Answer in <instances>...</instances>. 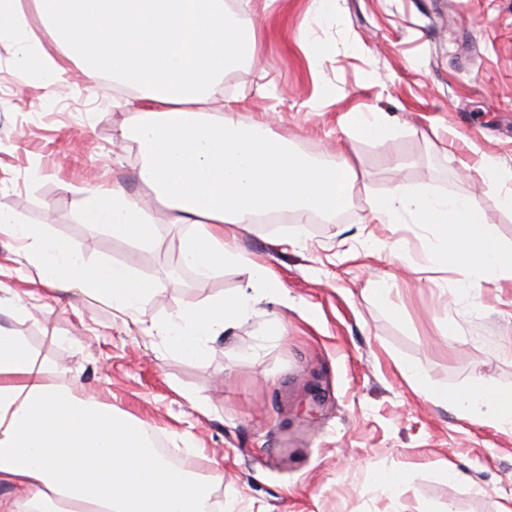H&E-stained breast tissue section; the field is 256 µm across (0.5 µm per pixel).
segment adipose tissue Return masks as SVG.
<instances>
[{"instance_id":"1","label":"adipose tissue","mask_w":512,"mask_h":512,"mask_svg":"<svg viewBox=\"0 0 512 512\" xmlns=\"http://www.w3.org/2000/svg\"><path fill=\"white\" fill-rule=\"evenodd\" d=\"M0 0V40L20 49L24 81L59 80L66 61L91 78L138 91L144 105L130 135L141 153L139 177L191 234L170 240L185 264L205 278L238 267L244 288L189 302L151 329L166 349L204 361L209 344L258 304L279 302L282 285L269 267L240 250L230 224L299 213L302 220L335 217L350 202L357 174L349 156L317 161L289 146L264 124L244 125L215 104L227 69L261 56L256 26H243L224 0ZM48 29L63 59L37 34ZM39 58V69L28 59ZM82 221L92 229L157 244L154 215L120 185L84 188ZM369 222L430 228L428 267L454 275L461 296L483 284L512 282V250L487 227L470 196L419 193L396 183L369 206ZM0 235L22 246L49 285L80 282L113 309L139 317L156 281L123 264H88L67 240L0 211ZM413 387L437 403L512 431V391L473 382L454 393L429 386L419 367L406 370ZM144 422L118 414L59 368H46L24 337L0 330V512H223L219 475L174 465L159 453Z\"/></svg>"}]
</instances>
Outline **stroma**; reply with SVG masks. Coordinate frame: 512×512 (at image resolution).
Wrapping results in <instances>:
<instances>
[{
    "mask_svg": "<svg viewBox=\"0 0 512 512\" xmlns=\"http://www.w3.org/2000/svg\"><path fill=\"white\" fill-rule=\"evenodd\" d=\"M235 2L266 51L225 72V105L314 160L346 148L360 175L332 219L300 226L292 213L235 228L238 244L279 275L287 305L260 303L214 339L205 362L167 352L148 320L236 291L244 274L184 276L168 243L189 224L159 223L158 248L83 224L76 189L85 183L152 198L137 177L139 146L124 135L138 94L74 63L63 81H22L12 43L0 41V210L47 225L88 264H129L160 286L135 322L80 284L49 289L20 243L0 237V289L27 302L22 313L0 308V326L149 423L170 457L222 474L226 512H498L512 498V432L427 399L404 368L451 392L478 378L512 390V285L461 298L425 269V230L366 216L398 181L472 196L512 249V211L501 205L512 182L489 183L479 168L487 156L512 168V0H335L319 22L314 0ZM348 112L382 113L393 132L382 142L347 137ZM297 230L305 246L284 245ZM382 281L395 308L374 294ZM276 317L280 336L269 333ZM391 469L408 474L395 500L379 485Z\"/></svg>",
    "mask_w": 512,
    "mask_h": 512,
    "instance_id": "obj_1",
    "label": "stroma"
}]
</instances>
